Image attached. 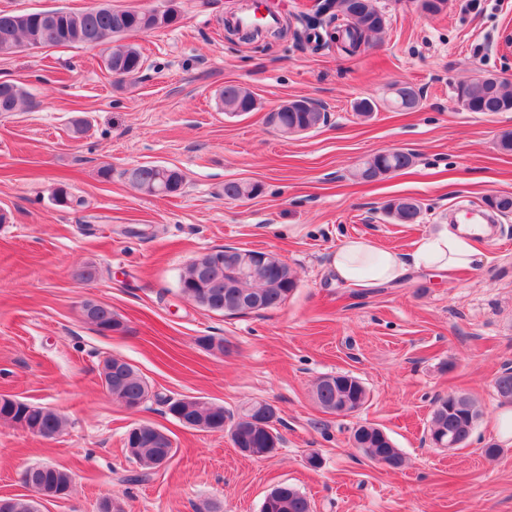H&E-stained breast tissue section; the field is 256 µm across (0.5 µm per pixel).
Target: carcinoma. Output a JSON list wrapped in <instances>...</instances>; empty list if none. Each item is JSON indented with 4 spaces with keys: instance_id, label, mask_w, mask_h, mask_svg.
<instances>
[{
    "instance_id": "carcinoma-1",
    "label": "carcinoma",
    "mask_w": 512,
    "mask_h": 512,
    "mask_svg": "<svg viewBox=\"0 0 512 512\" xmlns=\"http://www.w3.org/2000/svg\"><path fill=\"white\" fill-rule=\"evenodd\" d=\"M362 0H332L330 12L311 23L315 28L324 30L333 28L355 50L369 39L378 36L383 26L360 28L352 23V12ZM19 13L0 10V55L14 53L11 45L29 43L35 48L82 45L96 49L110 44L115 39L134 32H149L168 27L178 22V11L146 15L143 12L97 7L82 12L65 10L51 11V18L37 22V13L30 12V21L26 26L16 25ZM105 70L118 82L136 78L143 67L140 50L131 44L112 47L104 57ZM457 98L465 103V111L478 113L512 112V81L505 78L480 81L470 79L456 87ZM224 111L252 112L257 109L254 94L240 84H228L220 92ZM30 104V96L25 88L10 81L0 82V112H19ZM419 105V92L411 85L404 84L388 98V106L400 110L414 109ZM323 109L306 98L293 100L279 111L271 112L268 121L275 122L285 133L296 129L312 130L325 123ZM414 155L400 149H391L387 153H376L357 169L356 175L362 181H373L389 174L409 168ZM132 184L151 194L149 187L164 186L167 195H177L184 187L183 174L164 165L145 164L133 170ZM259 187L237 180L224 182V198L240 200L257 195ZM385 209L401 224H415L421 214L420 204L413 198L400 197L389 201ZM289 265L277 254L266 253L264 274L235 280L236 286L227 287L230 276L224 266L209 270L205 278L195 279L193 265H188L180 276L184 285L183 296L198 306L202 299L210 300V311L226 316L244 315L280 307L297 287L296 277L285 276ZM255 295L260 300L258 307H243L239 296ZM111 372L107 375V394L119 404L141 405L150 397L148 381L125 360L113 357ZM498 397L512 403V368H506L495 379ZM313 397L326 413L340 414L344 408H363L369 402V393L357 377L348 374L328 376L319 380L313 390ZM166 413L178 422H203L212 432L227 431L234 448L243 453H259L265 448H278L282 437L276 426L265 429L248 420L250 414L261 407L258 401L249 402L232 413L223 406L207 401H189L184 398L164 400ZM28 410V417L34 420L46 436L53 438L61 434L67 425L66 418L55 409L21 402ZM480 410L476 402L465 395L450 393L436 400L429 425L431 439L453 436L461 444H466ZM355 439V448L359 449L370 461L383 457L393 462V468L403 466L404 459L392 439L380 428L372 425H360L351 434ZM124 448L140 468L133 476L134 481H145L154 474L153 463L170 455L175 456L173 447L163 446L157 439V427L151 424L138 425L136 438L125 435ZM27 479L40 484L69 482L72 477L66 469L55 470L46 464L26 468ZM260 512H313L310 499L296 487L282 483L273 487L265 496Z\"/></svg>"
}]
</instances>
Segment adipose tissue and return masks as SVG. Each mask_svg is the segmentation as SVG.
I'll list each match as a JSON object with an SVG mask.
<instances>
[{
    "label": "adipose tissue",
    "mask_w": 512,
    "mask_h": 512,
    "mask_svg": "<svg viewBox=\"0 0 512 512\" xmlns=\"http://www.w3.org/2000/svg\"><path fill=\"white\" fill-rule=\"evenodd\" d=\"M471 227L444 228L424 239L410 254L383 249L366 238L347 239L334 253L332 267L338 278L359 288L402 279L410 269L452 272L471 268L478 253Z\"/></svg>",
    "instance_id": "ef3b65f1"
}]
</instances>
